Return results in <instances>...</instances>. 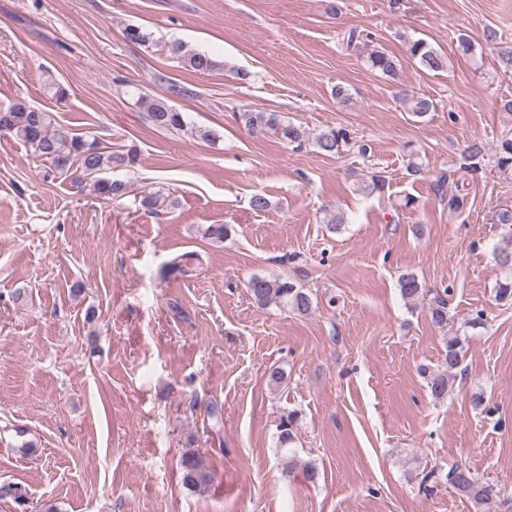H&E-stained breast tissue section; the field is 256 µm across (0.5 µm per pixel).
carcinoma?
Returning a JSON list of instances; mask_svg holds the SVG:
<instances>
[{"instance_id": "obj_1", "label": "carcinoma", "mask_w": 512, "mask_h": 512, "mask_svg": "<svg viewBox=\"0 0 512 512\" xmlns=\"http://www.w3.org/2000/svg\"><path fill=\"white\" fill-rule=\"evenodd\" d=\"M127 41L146 46L151 43V34L137 26L125 30ZM411 56L421 68L430 72L448 69V57L431 47L426 41L417 39L409 44ZM170 55L182 67L195 72L206 73L214 70L218 63L205 53L189 49L182 43H174L169 48ZM367 62L371 69L393 78L398 72V61L383 51L368 53ZM136 106L146 113L153 126L166 131H183L187 122L183 113L162 99L138 95ZM436 109V103L425 96L410 98L409 110L422 117ZM238 119L245 127L259 132L269 133L289 143L300 144L306 138L304 128L282 120L277 112L245 110L238 113ZM6 124L9 134L31 152V154L50 164L61 174H67L71 167L78 166L85 175L94 178L93 191L105 201L117 200L127 194V186L119 180L100 177V174L115 168L128 167L135 163L133 154H114L103 150L96 139L72 132L56 121L52 113L33 107L17 100L0 105V124ZM350 142L349 132L345 129L328 130L315 139V145L322 154H335ZM495 164L502 171L512 170V138L503 139L495 154ZM140 206L150 214L167 213L177 206V199L161 190L142 196ZM401 297L408 303L423 295L424 289L414 273H403L398 278ZM254 303L261 308L272 305L292 310L299 316H306L313 309L311 295L288 279L252 276L247 284ZM462 348L455 338L448 339L444 357L446 369L430 375V392L433 398L441 400L448 395L449 380L456 377L461 362ZM296 417L292 414L283 418L279 424V447L287 448L294 440L293 425ZM205 461L197 451L190 450L182 458L181 480L189 491H196L205 478ZM446 480L454 489L467 496L477 506L488 505L500 498L501 488L476 477L467 466L457 464L446 474Z\"/></svg>"}]
</instances>
